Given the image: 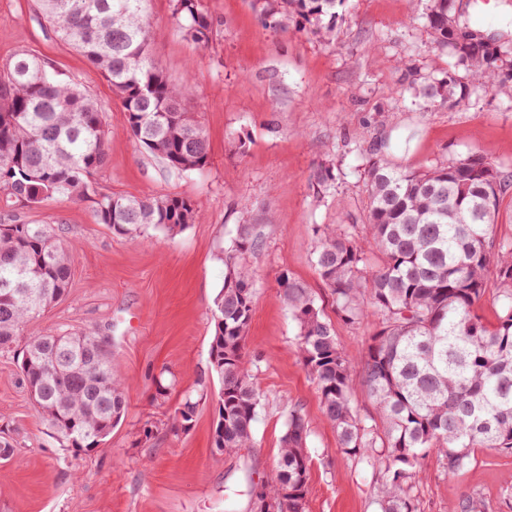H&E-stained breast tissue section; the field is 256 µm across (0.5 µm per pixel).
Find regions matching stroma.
<instances>
[{
    "label": "stroma",
    "instance_id": "1",
    "mask_svg": "<svg viewBox=\"0 0 512 512\" xmlns=\"http://www.w3.org/2000/svg\"><path fill=\"white\" fill-rule=\"evenodd\" d=\"M213 38L201 47L172 19V0H148L153 56L174 83H187L185 111L207 130L211 162L173 172L126 131L124 109L107 79L61 42L36 0H0V67L20 51L50 62L102 107L108 157L89 195L0 208V224H55L73 258L71 288L30 322L25 336L89 331L112 339V365L126 384L123 422L99 448L59 447L37 414L13 352L0 351V433L14 451L0 459V512H250L251 490L270 474L288 408L309 425L308 512H379L370 467L344 454L324 421L316 387L297 348L298 328L278 285L281 272L303 281L340 346L358 360L377 329L336 313L313 263L318 224H362L369 203L368 155L398 170L479 153L512 172V102L473 86L454 104L416 97L423 83L468 75L452 50L434 44L424 0H346L329 43L288 23L265 27L252 0H202ZM512 0H455L463 30L511 34ZM324 165L334 181L316 178ZM176 195L197 214L177 235L147 230L132 241L97 222L105 195ZM255 224L263 243L249 258L256 285L245 351L260 392L253 445L212 446L220 389L209 365L222 257L237 225ZM169 385L155 396V379ZM201 403L188 430L177 427L185 394ZM419 512H452L462 499L481 512H512V454L475 451L450 475L428 457L416 479Z\"/></svg>",
    "mask_w": 512,
    "mask_h": 512
}]
</instances>
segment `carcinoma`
<instances>
[{
  "instance_id": "obj_1",
  "label": "carcinoma",
  "mask_w": 512,
  "mask_h": 512,
  "mask_svg": "<svg viewBox=\"0 0 512 512\" xmlns=\"http://www.w3.org/2000/svg\"><path fill=\"white\" fill-rule=\"evenodd\" d=\"M146 0H38L44 19L111 82L127 130L172 171L210 162L209 138L185 112V88L169 81L150 50ZM345 0H253L269 26L293 21L336 41V8ZM173 15L200 47L213 36L201 0H173ZM422 18L434 42L452 48L470 82L512 98V44L491 45L480 31L461 43L451 0H429ZM419 95L461 101L468 86L453 75ZM104 112L51 64L16 54L0 70V204L43 197L80 200L106 162ZM369 208L364 224H320L313 263L336 314L354 324L372 309L379 329L358 365L344 354L308 286L283 272V299L298 326V348L314 380L324 419L343 452L378 471L380 512H418L417 468L431 455L450 474L465 470L475 448L512 453V238H498L499 207L512 174L481 154L395 170L371 157L364 170ZM97 220L137 237L153 227L175 235L192 223L195 203L178 196L105 195ZM50 224H0V350L67 294L73 259ZM262 245L254 224H239L224 256V283L213 315L209 364L220 380L213 447L252 446L259 393L248 369L255 275L247 258ZM504 300L490 329L474 313L488 276ZM38 415L63 448L91 451L123 420L127 399L112 369V342L62 331L28 340L17 358ZM360 375L383 426L351 399ZM199 400L185 396L176 413L191 426ZM309 428L297 406L288 412L277 462L261 484L279 512H307Z\"/></svg>"
}]
</instances>
